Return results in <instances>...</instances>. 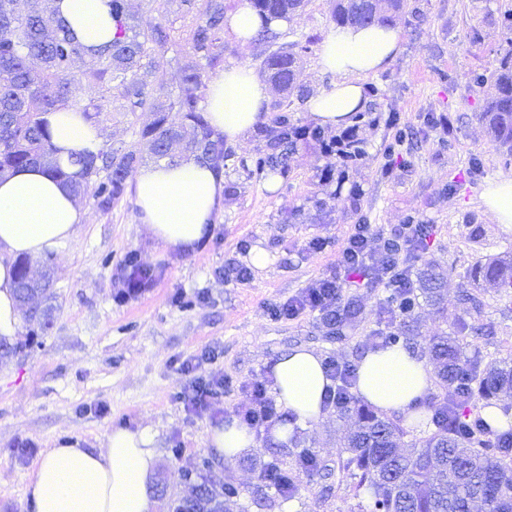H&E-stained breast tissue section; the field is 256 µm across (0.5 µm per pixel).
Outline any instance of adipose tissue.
<instances>
[{"instance_id":"adipose-tissue-1","label":"adipose tissue","mask_w":512,"mask_h":512,"mask_svg":"<svg viewBox=\"0 0 512 512\" xmlns=\"http://www.w3.org/2000/svg\"><path fill=\"white\" fill-rule=\"evenodd\" d=\"M108 0H60L62 17L84 45L99 48L111 42L113 24ZM286 20L262 23L249 7L228 13L224 28L242 46H250L262 28L281 31ZM399 49V32L391 26H346L332 31L319 64L334 75L330 88L311 98L309 110L321 125L344 128L368 99L364 81L384 69ZM269 85L245 65L216 72L206 92V118L226 140L238 142L266 121ZM56 156L71 175L76 151L98 152L97 131L76 112L50 117ZM224 185L212 170L188 160L140 168L133 194L140 219L164 250L193 248L211 230L223 200ZM84 213L74 195L42 167L16 170L0 177V340L13 341L21 322L15 299L17 258L38 261L59 251L78 235ZM276 400L290 418L272 425L274 442L284 443L294 426L323 420L325 392L330 384L322 358L307 347H295L272 365ZM433 370L404 347L377 348L365 353L357 369L356 390L369 405L385 414L413 421L417 404L433 387ZM206 447L232 462L256 445L253 429L235 418L212 427ZM157 465L155 438L146 429L115 428L100 447L66 440L48 449L25 476L32 512H154L149 483Z\"/></svg>"}]
</instances>
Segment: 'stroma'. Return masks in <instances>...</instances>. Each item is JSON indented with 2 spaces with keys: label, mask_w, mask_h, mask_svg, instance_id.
<instances>
[{
  "label": "stroma",
  "mask_w": 512,
  "mask_h": 512,
  "mask_svg": "<svg viewBox=\"0 0 512 512\" xmlns=\"http://www.w3.org/2000/svg\"><path fill=\"white\" fill-rule=\"evenodd\" d=\"M416 2L423 20L394 14L401 49L365 80L379 93L356 115L364 149L356 166L335 164L319 141L306 138L286 168L246 176L240 161L266 150L260 129H253L232 146L234 157L224 167L232 193L213 228L183 254L164 252L150 237L132 190L106 211L85 196L77 239L49 257L56 296L50 328L21 324L19 352L0 357V512H30L24 474L55 441L79 437L96 446L118 427L156 435L155 512L189 495L184 476L212 457L204 441L213 422L185 407L189 378L178 360L213 351L203 370L237 383L271 380L273 362L297 346L356 364L367 336L385 326L386 289L350 288L360 312L341 341L318 314L288 320L271 313L315 278L351 280L338 257L356 224L387 234L412 221L429 226L410 264L416 272L436 265L446 280L441 309L418 311L415 352L445 332L457 337L463 359H512V289H479L467 277L477 261L512 253V229L494 223L479 203L489 181L512 176V157L490 140L480 113L491 86L475 80L512 48V31L502 23L505 0ZM335 3L310 0L288 18L290 32L315 38L304 58V79L317 93L334 80L319 56L335 27ZM152 119L149 112L103 115L101 138L131 145ZM355 186L361 191L356 198L350 195ZM315 237L325 238L323 248H309ZM259 249L268 265L252 268L249 282H226L229 264L250 266ZM132 254L153 268L156 285L120 300L114 278ZM356 423L328 409L323 421L301 429L300 442L288 446L257 429L255 449L217 471L221 482L238 490L226 512H368L369 492L354 491L338 471L346 456L342 438ZM306 451L333 469L330 491H322L318 475L296 469ZM275 460L299 481L295 498L280 499L261 482L262 468Z\"/></svg>",
  "instance_id": "stroma-1"
}]
</instances>
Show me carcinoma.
<instances>
[{"mask_svg": "<svg viewBox=\"0 0 512 512\" xmlns=\"http://www.w3.org/2000/svg\"><path fill=\"white\" fill-rule=\"evenodd\" d=\"M149 14L132 12L127 0H109L114 24L112 42L88 53L59 17L54 0H0V175L27 166H43L62 178L81 198L87 186L97 184L94 205L108 210L124 193L140 148L131 145L101 148L96 155L73 154L82 179L68 174L55 155L47 115L79 112L98 125L107 107L118 112H151L154 121L138 132L150 156L173 159L171 145L180 142L187 156L208 164L219 177L224 159L232 156L224 134L205 118L202 105L207 73L224 66V21L229 0H148ZM263 22L286 19L304 0H249ZM418 7L406 0H338L332 17L339 26H368L387 22L391 14ZM192 15L188 29L175 34L176 19ZM265 44L260 69L282 93L271 111L278 113L266 128L268 152L254 161L255 172L287 165L297 147L298 128L288 122L292 105L304 102L310 89L300 82V62L309 52L312 37L286 40L282 32L260 34ZM173 52L169 81L155 86L148 80L153 61ZM493 92L481 112L495 145L512 154V49L498 60L490 76ZM484 75L477 79L485 81ZM16 293L28 322L43 329L52 324L49 266L41 277L31 276L30 263H17ZM472 280L484 288H512V255L488 259L475 267ZM443 271L429 266L419 273L415 287L425 302L441 303ZM439 364L441 398L427 403L433 430L400 447L405 430L400 424L352 401L336 409L342 419L353 413L358 426L347 436V457L342 469L366 487L373 497L372 512H472L475 503L485 512H512V447L501 448L502 430L482 415L472 414L477 401L492 405L501 392L512 390V361L503 358L486 365L461 359L457 339L436 336L428 346ZM263 469L269 485L288 480L284 499L295 497L300 485L274 465ZM229 484L205 480L194 493L170 503V512H221L218 497L232 498Z\"/></svg>", "mask_w": 512, "mask_h": 512, "instance_id": "carcinoma-1", "label": "carcinoma"}]
</instances>
